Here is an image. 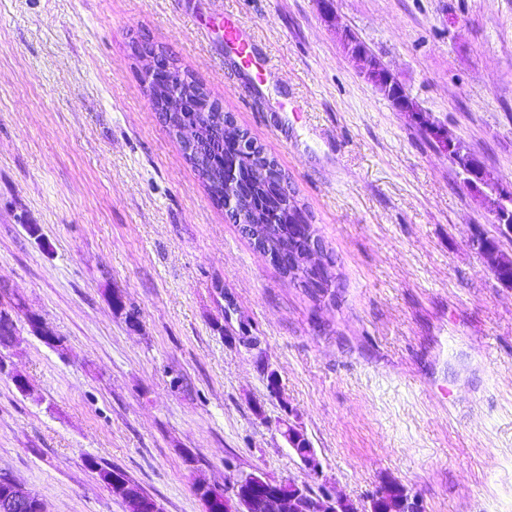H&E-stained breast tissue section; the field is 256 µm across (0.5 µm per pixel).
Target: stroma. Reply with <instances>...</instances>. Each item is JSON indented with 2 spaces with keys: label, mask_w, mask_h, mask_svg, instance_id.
Returning a JSON list of instances; mask_svg holds the SVG:
<instances>
[{
  "label": "stroma",
  "mask_w": 512,
  "mask_h": 512,
  "mask_svg": "<svg viewBox=\"0 0 512 512\" xmlns=\"http://www.w3.org/2000/svg\"><path fill=\"white\" fill-rule=\"evenodd\" d=\"M334 5L329 22L317 0H0V283L65 343L18 321L0 473L48 512H127L91 458L163 512H204L195 484L239 472L308 480L281 420L350 499L395 477L422 512H512V288L469 245L493 216L342 45L354 33L512 185V0ZM196 13L251 34L261 85ZM138 43L276 159L335 262L331 294L283 278L209 196ZM88 464L93 469L97 470L98 476L102 478V484L104 487L109 491V493L119 499L121 495L116 491L114 486L112 485V482L108 481L105 476L107 474H112L113 476H116L123 484L127 485L129 488L133 489L137 493L141 494L142 497L148 502V504L152 505V508L147 510V512H161V506L158 504V502L149 495L137 482L131 480L127 475H125L122 472L112 470L107 467H102L98 464L97 461L94 459H89Z\"/></svg>",
  "instance_id": "stroma-1"
}]
</instances>
